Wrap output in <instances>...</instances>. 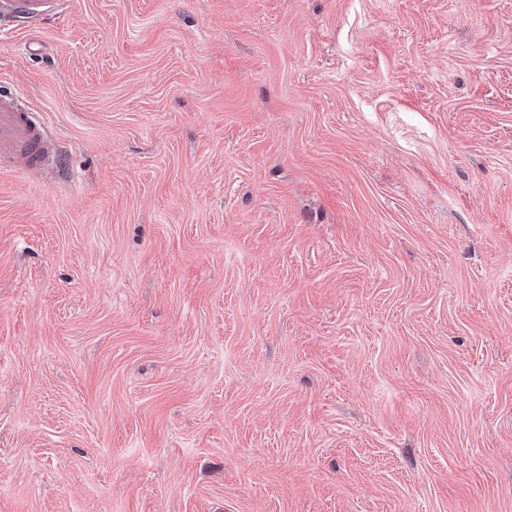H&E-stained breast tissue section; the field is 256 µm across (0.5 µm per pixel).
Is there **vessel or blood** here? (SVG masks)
<instances>
[{
	"label": "vessel or blood",
	"mask_w": 512,
	"mask_h": 512,
	"mask_svg": "<svg viewBox=\"0 0 512 512\" xmlns=\"http://www.w3.org/2000/svg\"><path fill=\"white\" fill-rule=\"evenodd\" d=\"M58 0H0V26L15 27L55 15ZM59 153L35 110L22 97L0 93V161L21 170L48 168Z\"/></svg>",
	"instance_id": "b4317fda"
}]
</instances>
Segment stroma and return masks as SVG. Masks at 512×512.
Wrapping results in <instances>:
<instances>
[{
  "instance_id": "1",
  "label": "stroma",
  "mask_w": 512,
  "mask_h": 512,
  "mask_svg": "<svg viewBox=\"0 0 512 512\" xmlns=\"http://www.w3.org/2000/svg\"><path fill=\"white\" fill-rule=\"evenodd\" d=\"M14 86L0 512H512V0H68ZM37 112L22 97L0 93V161L21 170L47 169L59 153Z\"/></svg>"
}]
</instances>
